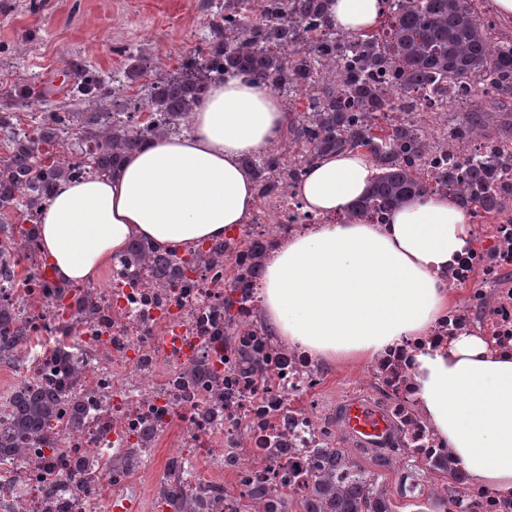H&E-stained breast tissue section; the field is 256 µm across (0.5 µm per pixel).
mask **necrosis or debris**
Instances as JSON below:
<instances>
[{
    "label": "necrosis or debris",
    "mask_w": 512,
    "mask_h": 512,
    "mask_svg": "<svg viewBox=\"0 0 512 512\" xmlns=\"http://www.w3.org/2000/svg\"><path fill=\"white\" fill-rule=\"evenodd\" d=\"M471 98L455 90L421 111L400 100L380 123L421 127L432 143L420 166L426 177L438 164L491 151L488 143L448 145V105ZM286 181L279 172L257 188L223 253L163 280L150 263L121 254L103 287L61 296L35 278L0 290L28 327L10 381L0 384V432L18 385L56 384L67 393L45 441L0 455V512H169L162 490L175 459L186 491L211 502V512H226L244 489L258 492L259 512H277V492L327 466L341 422L318 399L324 371L304 349L272 336L262 316L263 268L275 242L332 221L303 211ZM469 219L470 245L442 275L459 300L366 371L391 423L380 452L416 469L405 483L411 502L429 496L435 468L458 462L423 414L415 355L474 331L512 356V208ZM231 332L263 360L266 379L225 348ZM67 362L84 370L76 384L61 377ZM198 363L204 375L186 379Z\"/></svg>",
    "instance_id": "4bbe7bcc"
}]
</instances>
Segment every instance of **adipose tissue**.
I'll return each mask as SVG.
<instances>
[{
  "instance_id": "adipose-tissue-1",
  "label": "adipose tissue",
  "mask_w": 512,
  "mask_h": 512,
  "mask_svg": "<svg viewBox=\"0 0 512 512\" xmlns=\"http://www.w3.org/2000/svg\"><path fill=\"white\" fill-rule=\"evenodd\" d=\"M386 0H334L336 29L376 28ZM289 122L265 84L213 83L191 129L159 137L107 174L62 180L43 204L37 234L51 276L89 283L132 239L184 251L223 237L254 205L240 160L276 144ZM376 174L359 151L320 157L295 194L303 211L346 212ZM465 211L444 194L393 210L386 227L314 224L283 241L266 263L263 317L283 343L316 360H372L425 332L448 306L441 279L467 247ZM414 380L422 409L462 462L471 483L512 495V358L479 336L460 334L423 352Z\"/></svg>"
}]
</instances>
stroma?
<instances>
[{"instance_id": "obj_1", "label": "stroma", "mask_w": 512, "mask_h": 512, "mask_svg": "<svg viewBox=\"0 0 512 512\" xmlns=\"http://www.w3.org/2000/svg\"><path fill=\"white\" fill-rule=\"evenodd\" d=\"M220 0H0V105L19 90L34 104L68 107L71 61L101 77L124 69L128 54L168 73L201 43ZM365 363L329 362L320 399H366Z\"/></svg>"}]
</instances>
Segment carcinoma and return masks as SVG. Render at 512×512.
I'll list each match as a JSON object with an SVG mask.
<instances>
[{"instance_id":"obj_1","label":"carcinoma","mask_w":512,"mask_h":512,"mask_svg":"<svg viewBox=\"0 0 512 512\" xmlns=\"http://www.w3.org/2000/svg\"><path fill=\"white\" fill-rule=\"evenodd\" d=\"M224 0L208 26L204 44L197 49L193 76L160 77L145 84L149 117L157 119L154 137L179 136L190 131L191 114L208 86L227 75H238L267 85L273 90L311 94L315 128L293 119L288 138L308 144L307 153L296 164L312 165L329 153L366 152L379 170L368 193L346 214V221H359L367 214H390L405 200L427 194L429 186L420 173L403 167L398 149L408 143L421 153L426 144L408 127L377 128L358 123L357 112H383L392 97L382 90L387 84L410 96L424 90L465 88L477 85L468 111L457 118L472 140L496 138L512 141V39L491 42V22L477 16L475 0H386L384 38L373 33L336 32V44L317 46L309 41L310 27L330 30L331 0H281L266 21L246 22L239 39L224 36V11L234 8ZM149 67L138 55H129L124 78L147 76ZM123 83L107 84L91 74L72 89L77 101L97 103L103 111L81 113L79 126L70 115L55 109L39 115L29 130L16 128L13 113L0 110V133L7 137L9 153L0 157V256L16 238L29 243L35 235L17 220L37 218L39 209L62 179H72V168L80 173L112 171L123 158L150 142L137 126L138 107L122 96ZM63 148L61 157L42 163L45 146ZM512 153H491L476 167L464 171L442 170L435 176V188L452 190L455 201L466 209L477 205L497 213L512 203V184L500 178L499 165ZM243 163L254 181L286 167L285 155L275 147L251 155ZM202 253L190 257L168 251L159 260L163 273L170 265H192ZM15 326L14 335L0 337V360H11L27 340V330L6 305H0V326ZM60 390L19 388L11 413V429L0 436V452L15 451L27 439L43 433L58 412ZM354 484H338L317 475L311 491L281 495V512H292L296 503L303 512H393L380 472H369L356 463L350 466ZM448 475L444 492L434 494L442 512L463 503ZM172 512H200L198 501L173 482L166 491Z\"/></svg>"}]
</instances>
